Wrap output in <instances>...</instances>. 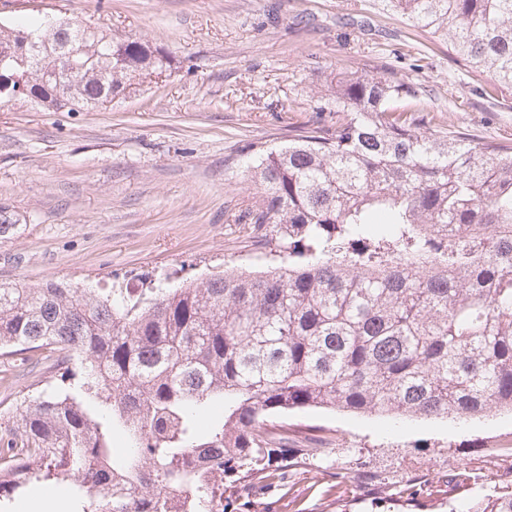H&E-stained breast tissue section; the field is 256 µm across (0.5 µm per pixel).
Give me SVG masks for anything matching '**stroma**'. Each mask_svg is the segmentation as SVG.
<instances>
[{"label": "stroma", "instance_id": "35a3bbf8", "mask_svg": "<svg viewBox=\"0 0 512 512\" xmlns=\"http://www.w3.org/2000/svg\"><path fill=\"white\" fill-rule=\"evenodd\" d=\"M37 12L82 18L166 54L165 74L136 96L88 112L0 110V204L19 218L0 237V282L62 280L79 288H175L231 269L279 266L251 245L238 218L259 193L244 174L250 144L283 146L300 127L324 125L321 97L340 73L389 71L414 91L424 118L471 138L512 143V89L487 95L447 44L407 26L378 0H0V21ZM14 376L0 388V419L15 398L53 388L46 366L0 356ZM293 434L315 428L333 448L288 469L279 486L240 492L247 512H398L426 492L425 512L454 497L512 486V415L461 421L316 409L287 417ZM407 454L424 467L395 483L381 471ZM348 476L336 493V473Z\"/></svg>", "mask_w": 512, "mask_h": 512}]
</instances>
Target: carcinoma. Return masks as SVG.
Instances as JSON below:
<instances>
[{
  "label": "carcinoma",
  "instance_id": "carcinoma-1",
  "mask_svg": "<svg viewBox=\"0 0 512 512\" xmlns=\"http://www.w3.org/2000/svg\"><path fill=\"white\" fill-rule=\"evenodd\" d=\"M380 3L512 88V0ZM71 42L84 71L60 104L37 80ZM168 68L147 42L76 23L0 27V108L30 83L47 112L102 108ZM408 94L345 75L323 97L334 124L259 150L245 233L286 254L276 271L106 294L0 282V355L52 357L58 381L0 432V512L32 486L67 512H240L242 486L322 452L288 447L277 416L512 412V146L426 128L398 106ZM20 228L1 205L0 236ZM457 512H512V488Z\"/></svg>",
  "mask_w": 512,
  "mask_h": 512
}]
</instances>
